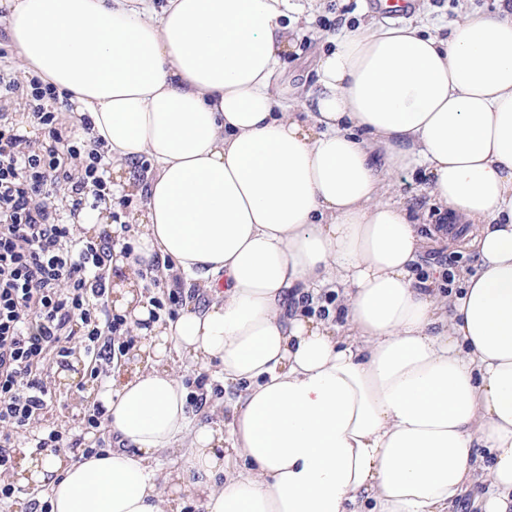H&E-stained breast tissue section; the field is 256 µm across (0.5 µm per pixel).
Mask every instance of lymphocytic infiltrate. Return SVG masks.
Segmentation results:
<instances>
[{
  "label": "lymphocytic infiltrate",
  "mask_w": 512,
  "mask_h": 512,
  "mask_svg": "<svg viewBox=\"0 0 512 512\" xmlns=\"http://www.w3.org/2000/svg\"><path fill=\"white\" fill-rule=\"evenodd\" d=\"M17 96L21 111L0 109L1 507L15 496L10 472L18 448L111 450V439L99 435L104 406L85 412L74 428L49 423L56 399L50 371L78 355L86 380L101 381L132 340L108 302L117 240L108 232L87 235L75 222L112 193L109 161L88 146L92 124L83 120L81 134H73L52 85L36 77L21 84L0 70V99ZM26 121L37 126V137L23 130ZM89 433L97 436L90 444Z\"/></svg>",
  "instance_id": "obj_1"
}]
</instances>
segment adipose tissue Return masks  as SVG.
Returning a JSON list of instances; mask_svg holds the SVG:
<instances>
[{
    "label": "adipose tissue",
    "instance_id": "1",
    "mask_svg": "<svg viewBox=\"0 0 512 512\" xmlns=\"http://www.w3.org/2000/svg\"><path fill=\"white\" fill-rule=\"evenodd\" d=\"M297 0H0L23 74L67 91L116 168L148 157L133 252L112 251L113 309L142 368L97 398L106 455L19 448L11 480L51 512H452L476 466L481 512H512V0L493 15L344 29L312 87L281 81ZM304 99L305 114L292 104ZM421 172L474 225L460 294L414 274ZM207 293L157 320L137 268ZM337 284L347 332L296 301ZM218 365L230 420L197 423L170 364ZM185 444L166 488L161 453ZM394 186L386 195L387 200L399 199L397 196L401 194H413V200L419 204L421 211V227L426 231L429 228H434L437 224H441L440 218L442 217L438 207H434L429 203L428 197L424 193H417L420 191V179L417 175L411 178L397 177L392 180ZM445 226L444 224L440 225ZM448 228V226H445Z\"/></svg>",
    "mask_w": 512,
    "mask_h": 512
}]
</instances>
